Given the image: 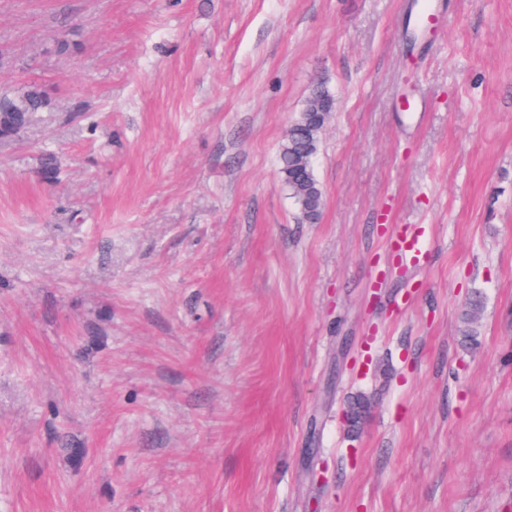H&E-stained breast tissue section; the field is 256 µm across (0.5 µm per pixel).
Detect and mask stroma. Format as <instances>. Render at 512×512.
Returning a JSON list of instances; mask_svg holds the SVG:
<instances>
[{"instance_id": "35a3bbf8", "label": "stroma", "mask_w": 512, "mask_h": 512, "mask_svg": "<svg viewBox=\"0 0 512 512\" xmlns=\"http://www.w3.org/2000/svg\"><path fill=\"white\" fill-rule=\"evenodd\" d=\"M435 2L0 0V512H512V0ZM48 100L37 86H30L22 95L10 97L0 93V140L16 137L30 123L35 112L45 108ZM333 112L332 94L321 85H314L306 98L304 108L290 125L288 134L279 152V175L282 184L296 205L299 218L307 223L319 220L324 197L313 167L301 165L302 155L316 154L319 148V127L323 112ZM484 308V297L481 292H476L472 295L462 310V335L469 341L475 340L474 336L477 334V329L484 313Z\"/></svg>"}]
</instances>
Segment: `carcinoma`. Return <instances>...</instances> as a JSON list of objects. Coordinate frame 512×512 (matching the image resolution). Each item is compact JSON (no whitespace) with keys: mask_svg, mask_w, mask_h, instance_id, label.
Instances as JSON below:
<instances>
[{"mask_svg":"<svg viewBox=\"0 0 512 512\" xmlns=\"http://www.w3.org/2000/svg\"><path fill=\"white\" fill-rule=\"evenodd\" d=\"M48 100L36 85L30 86L23 94L15 97L0 94V140L16 137L30 123L36 112L45 108ZM334 99L329 91L320 85L313 86L306 98L304 108L290 125L288 134L279 152V175L282 184L296 205L299 218L307 223L319 220L324 197L313 168L301 165L304 153H317L320 143L319 127L321 111L331 112ZM485 302L482 293L476 292L464 306L461 313L462 335L474 340L484 313Z\"/></svg>","mask_w":512,"mask_h":512,"instance_id":"obj_1","label":"carcinoma"}]
</instances>
